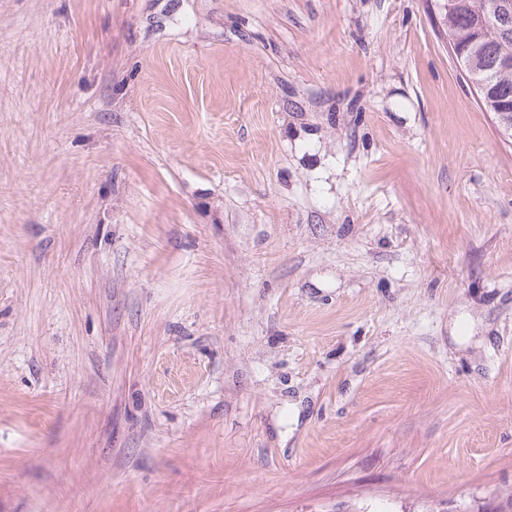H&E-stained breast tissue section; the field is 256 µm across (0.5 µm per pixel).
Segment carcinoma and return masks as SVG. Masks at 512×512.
<instances>
[{
	"label": "carcinoma",
	"mask_w": 512,
	"mask_h": 512,
	"mask_svg": "<svg viewBox=\"0 0 512 512\" xmlns=\"http://www.w3.org/2000/svg\"><path fill=\"white\" fill-rule=\"evenodd\" d=\"M453 9L448 12V42L472 46L473 57L467 76L473 81L485 83V93L480 96L484 109L496 112L512 107V70L497 68L496 62L507 56L512 57V0H503L508 10L498 17L495 37L472 44L473 27L476 17L485 12L490 0H454Z\"/></svg>",
	"instance_id": "obj_1"
}]
</instances>
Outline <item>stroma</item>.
<instances>
[{"instance_id": "35a3bbf8", "label": "stroma", "mask_w": 512, "mask_h": 512, "mask_svg": "<svg viewBox=\"0 0 512 512\" xmlns=\"http://www.w3.org/2000/svg\"><path fill=\"white\" fill-rule=\"evenodd\" d=\"M446 0H0V512L512 491V142Z\"/></svg>"}]
</instances>
